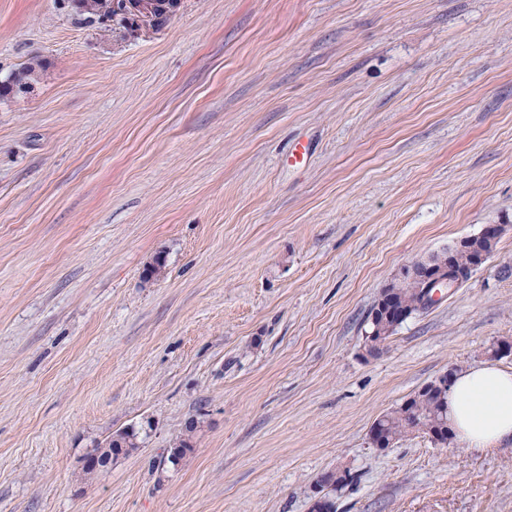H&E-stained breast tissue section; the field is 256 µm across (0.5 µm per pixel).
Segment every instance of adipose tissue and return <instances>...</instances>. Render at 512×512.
I'll return each mask as SVG.
<instances>
[{"mask_svg": "<svg viewBox=\"0 0 512 512\" xmlns=\"http://www.w3.org/2000/svg\"><path fill=\"white\" fill-rule=\"evenodd\" d=\"M448 410L456 437L470 449L512 438V371L492 365L459 371L448 388Z\"/></svg>", "mask_w": 512, "mask_h": 512, "instance_id": "1", "label": "adipose tissue"}]
</instances>
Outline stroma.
<instances>
[{
    "mask_svg": "<svg viewBox=\"0 0 512 512\" xmlns=\"http://www.w3.org/2000/svg\"><path fill=\"white\" fill-rule=\"evenodd\" d=\"M34 60L0 99V512H309L339 467L337 512H512V439L370 440L444 372L512 369V0H179L139 35L0 0V80ZM488 224L369 354L391 278ZM438 260L448 258V264H432L423 278L422 283L421 304H430L440 300L443 295L448 293V289L455 288L469 278L473 269H465L457 267L448 255V251L433 255ZM458 286L456 288H458ZM197 424V422L192 421L186 425L185 432L179 438H176L170 448L165 449L166 455H164V452L161 457L163 462L176 466L188 452L192 451L193 438L199 427ZM139 431L135 427H129L117 431L105 441L104 444L97 445L92 452L103 453L112 456L110 465L105 464L96 454H91L85 459V465L96 471L102 472L105 469L112 468L121 457L128 456L131 452L139 448ZM108 467V468H107ZM106 470V471H107ZM105 471V472H106Z\"/></svg>",
    "mask_w": 512,
    "mask_h": 512,
    "instance_id": "obj_1",
    "label": "stroma"
}]
</instances>
